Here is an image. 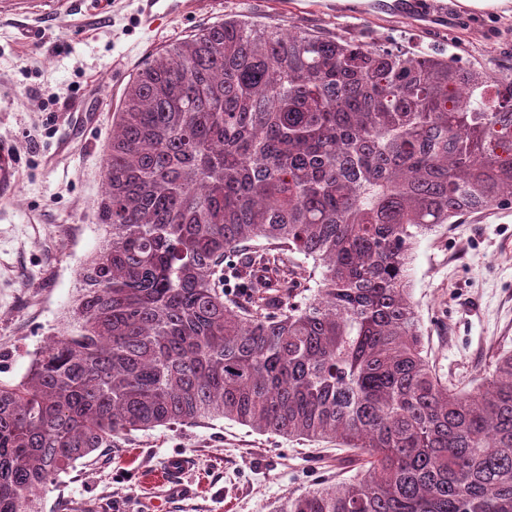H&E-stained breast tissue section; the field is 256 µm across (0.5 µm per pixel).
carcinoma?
I'll list each match as a JSON object with an SVG mask.
<instances>
[{
  "label": "carcinoma",
  "instance_id": "carcinoma-1",
  "mask_svg": "<svg viewBox=\"0 0 512 512\" xmlns=\"http://www.w3.org/2000/svg\"><path fill=\"white\" fill-rule=\"evenodd\" d=\"M511 208L512 75L238 14L157 50L112 117L68 330L0 383V512L220 419L366 454L275 512H512V351L448 385L408 293L418 237Z\"/></svg>",
  "mask_w": 512,
  "mask_h": 512
}]
</instances>
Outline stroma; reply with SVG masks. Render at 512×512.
I'll list each match as a JSON object with an SVG mask.
<instances>
[{"mask_svg":"<svg viewBox=\"0 0 512 512\" xmlns=\"http://www.w3.org/2000/svg\"><path fill=\"white\" fill-rule=\"evenodd\" d=\"M447 2V13L415 14L392 0H203L149 29L141 0H0V143L14 159L13 187L0 193V382L21 381L46 337L67 326L81 269L105 237L96 205L112 115L151 51L243 13L511 73L512 0ZM408 281L431 365L470 385L512 349V208L421 237ZM173 455L190 469L146 484ZM357 471L354 454L332 443L226 419L160 426L78 461L45 494L43 512H274L289 494Z\"/></svg>","mask_w":512,"mask_h":512,"instance_id":"obj_1","label":"stroma"}]
</instances>
